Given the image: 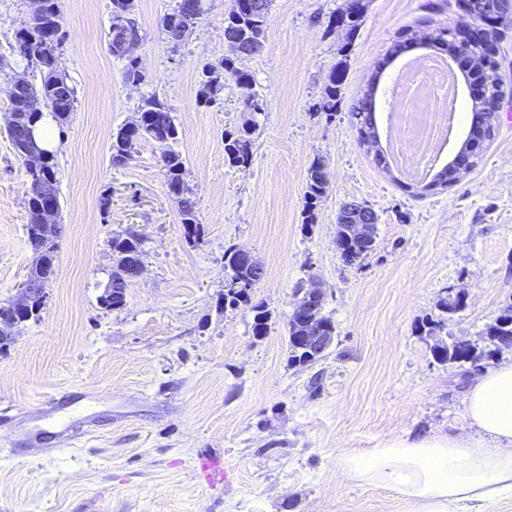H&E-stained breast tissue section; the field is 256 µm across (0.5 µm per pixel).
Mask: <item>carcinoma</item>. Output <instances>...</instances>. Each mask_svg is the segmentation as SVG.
I'll return each instance as SVG.
<instances>
[{"label":"carcinoma","instance_id":"1","mask_svg":"<svg viewBox=\"0 0 512 512\" xmlns=\"http://www.w3.org/2000/svg\"><path fill=\"white\" fill-rule=\"evenodd\" d=\"M259 5L258 11L242 16L236 13V8L228 9L224 17V39L232 40L238 44L248 55L261 51L264 46L265 28L272 0H255ZM467 9L462 20L465 22L485 20L493 17L499 23L508 26L512 24V0H466ZM204 13L203 0H177L171 14L180 17L177 27L170 28L161 23V28L169 42L178 45L186 41L192 34L197 20ZM366 13L364 0H353L329 21L331 27H341L351 37L355 36L361 28ZM29 35L37 41V50L32 53L25 45V40L19 36L14 37L10 46L11 53L17 59L26 62L27 66L39 71L40 84L29 81L22 91V96L9 101V110L15 112L16 123L6 128L7 138L17 159H22L27 146L20 134V127L30 122H40L45 112H50L59 125L70 121L75 112L77 102L76 90L62 75L58 67L52 63L57 50L65 39L63 18L58 0H44L43 14L37 21L29 24ZM110 50L118 58L125 60L123 78L127 82L141 81L140 74L134 61L125 53L126 39L136 42L142 41L141 29L137 22L126 25L121 21L110 32ZM230 75L237 84L245 87L252 85L251 75L236 66L233 58H222L217 63H208L202 69L199 89V103L205 106L218 104L219 95L224 89V75ZM345 82V68L338 63L336 69L329 76L325 84L321 100L316 109L327 115L336 111L342 100V91ZM485 99L489 105L487 109L488 120L479 134V144L492 140L498 128V122L492 114L490 105L503 98V88L496 76L486 77ZM357 120V131L366 133L374 128L372 112L356 103L352 107ZM141 121L132 128L122 126L113 135L112 164L121 166L132 158L136 145L143 139L153 141L160 149V165L169 193L176 196L180 204L181 224L185 231V239L195 242L201 234V222L196 202L191 196V189L184 180V161L181 155L172 149L171 144L177 139L178 130L174 123L171 109L168 104L154 95L147 98L140 107ZM254 126L243 125L234 131L224 132V159L230 165L247 167L253 158L252 134ZM30 183L28 189V215L26 224L27 237L32 244L37 258L34 259L27 273V280L33 281L44 288L51 281L54 271L51 269L52 260L58 248L60 227L56 223L47 224L42 221L41 210L44 201L38 193V185L43 182H56L55 157L51 156L37 172H28ZM329 184V175L325 163L314 160L308 168L306 191L304 195L305 206L309 216H314V210L324 197ZM354 223L350 214L339 208L336 216L337 234L347 254L348 263L353 264L364 255L373 250L374 241L363 246L349 243L348 225ZM112 251L120 254L117 267L111 273L108 288H114L117 282H122L123 291L118 299L112 301L111 307L117 308L124 304L126 288L130 280L126 278L127 264L142 262L143 250L141 239L130 232L124 237H117L111 241ZM252 268L237 257L235 249L224 251V282L236 279L251 280ZM255 284L243 290L246 298L241 300L237 293L224 291V306L235 307L242 303L251 305L253 312L252 332L255 336H264L269 330L270 312L263 303H252V293ZM486 335L494 346H512V317L503 313L487 327ZM433 356L441 362L476 363L483 359V354L477 353L473 346L460 347L453 342L438 345L433 349Z\"/></svg>","mask_w":512,"mask_h":512}]
</instances>
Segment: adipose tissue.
<instances>
[{"instance_id": "ef3b65f1", "label": "adipose tissue", "mask_w": 512, "mask_h": 512, "mask_svg": "<svg viewBox=\"0 0 512 512\" xmlns=\"http://www.w3.org/2000/svg\"><path fill=\"white\" fill-rule=\"evenodd\" d=\"M472 436L390 437L340 459L344 478L396 490L406 512H464L512 496V363L475 377L465 393Z\"/></svg>"}]
</instances>
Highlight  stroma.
I'll use <instances>...</instances> for the list:
<instances>
[{"label":"stroma","mask_w":512,"mask_h":512,"mask_svg":"<svg viewBox=\"0 0 512 512\" xmlns=\"http://www.w3.org/2000/svg\"><path fill=\"white\" fill-rule=\"evenodd\" d=\"M346 0H273L262 50L238 66L251 88L225 78L219 105L198 103L204 64L223 58L230 0H204L186 42L160 20L174 0H134L144 39L140 84L124 81L107 33L110 0H60L66 39L58 67L77 92L69 123L54 128L61 227L55 275L38 321L0 351V512H405L388 487L343 478L338 459L389 437L468 435L464 393L478 371L512 362L489 353L486 326L512 307V29L499 45L505 106L475 167L446 188L406 189L360 142L353 103L376 92L387 138V79L375 66L399 32L454 27L456 0H367L354 38L329 30ZM31 0H0V78L40 74L11 55ZM346 68L334 115L316 105L337 63ZM256 93L258 112L245 100ZM172 110L186 184L203 224L188 242L159 149L137 145L111 163L112 134L145 99ZM0 89V303L14 299L34 255L25 226V168L3 133ZM256 124L250 166L224 160V133ZM329 185L314 223L304 193L314 159ZM356 200L378 215L373 250L355 264L336 251V213ZM135 231L143 272L116 309L100 298L116 267L114 237ZM250 251L264 274L254 301L272 312L252 333L249 306L225 307L224 252ZM319 280L336 326L326 357L288 361L286 325L300 289ZM460 301L456 311L444 302ZM462 339L478 365L435 360ZM69 407L47 415L50 398ZM229 481L205 483L204 457Z\"/></svg>","instance_id":"stroma-1"}]
</instances>
